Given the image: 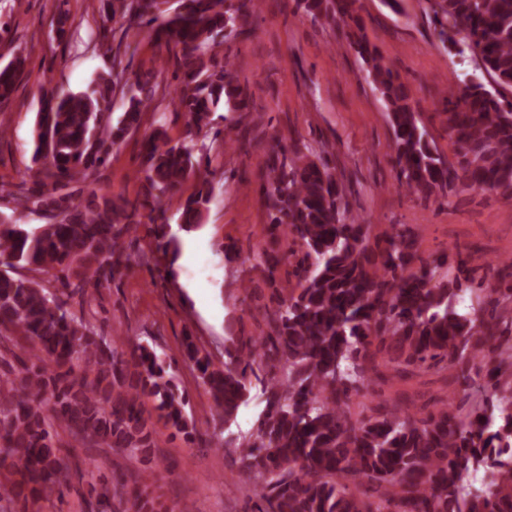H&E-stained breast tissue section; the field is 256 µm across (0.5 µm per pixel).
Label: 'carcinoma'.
Listing matches in <instances>:
<instances>
[{
  "label": "carcinoma",
  "instance_id": "cac0c4a2",
  "mask_svg": "<svg viewBox=\"0 0 512 512\" xmlns=\"http://www.w3.org/2000/svg\"><path fill=\"white\" fill-rule=\"evenodd\" d=\"M440 43L475 58L489 80L463 74L444 112L456 161L443 157L421 123L409 89L364 35L360 0H297L303 12L335 26L364 64V79L385 105L399 189L418 198L454 189L512 199V0H428ZM261 0H104L98 36H112L116 15L165 49L161 68L129 82L113 68L83 91H52L37 113L33 162L13 211L38 215L32 228L0 212V361L21 369L0 377V512H48L71 487L72 466L59 432L84 448H112L148 462L159 418L200 440L175 362L141 343L108 344L70 301L94 299L122 279L135 258L138 207L72 183H93L113 148L136 133L171 63L181 140L160 124L143 142L137 171L155 206V249L146 263L173 279L181 234L196 231L213 186L209 146L224 130L223 107L247 111V89L230 56L215 51L250 27ZM24 60L0 67V101L14 92ZM127 89L115 117L112 98ZM195 190L184 195L185 185ZM267 223L297 243L293 280L276 289L268 335L224 337V364L188 334L183 360L212 398L224 428L260 398L255 432L214 442L232 449L252 484L251 512H512V288L479 276L452 255L422 258L406 232L368 248L371 225L353 214L336 168L306 145L274 142L261 174ZM177 201V228L163 201ZM28 270L54 282L47 288ZM401 380L438 376L462 394L456 406L411 409L408 399H359L381 370ZM95 460L89 493L161 512L142 490L150 473L108 478ZM483 488L472 490L479 472Z\"/></svg>",
  "mask_w": 512,
  "mask_h": 512
}]
</instances>
